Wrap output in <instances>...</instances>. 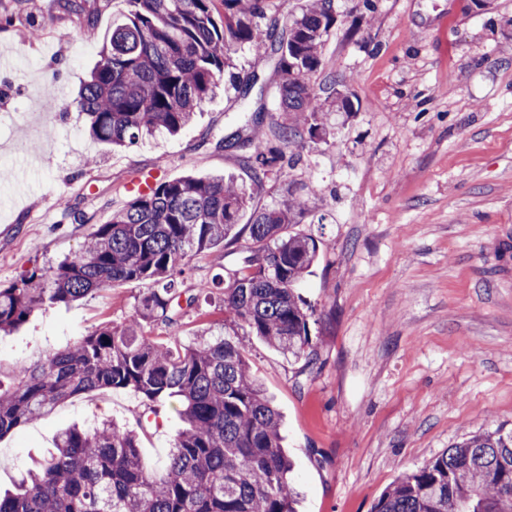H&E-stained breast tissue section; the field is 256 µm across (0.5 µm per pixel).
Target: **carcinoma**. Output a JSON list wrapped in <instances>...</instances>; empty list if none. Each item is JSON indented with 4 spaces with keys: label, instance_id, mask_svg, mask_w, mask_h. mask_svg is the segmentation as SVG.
<instances>
[{
    "label": "carcinoma",
    "instance_id": "obj_1",
    "mask_svg": "<svg viewBox=\"0 0 512 512\" xmlns=\"http://www.w3.org/2000/svg\"><path fill=\"white\" fill-rule=\"evenodd\" d=\"M266 2L126 0L128 9L112 23L76 100L90 136L130 147L157 130L186 129L231 67V55L247 46L262 60H275L276 111L288 116L274 123L275 147L264 137L263 109L246 120L250 177L262 186L283 166L286 149L321 130L320 113L349 110L336 99V77L324 81L321 96L311 86L335 0H307L283 30L277 19H266ZM305 213L306 200L291 194L254 208L249 188L230 179L162 180L98 225L71 257L0 285V332L17 329L46 304L120 284L148 285L129 323L104 324L44 363L0 380V437L101 389H130L150 413L176 401L184 424L160 478L141 461V419L69 429L18 492L0 494V512H297L280 415L240 343L221 334L183 344L146 329L177 326L198 309L200 295L216 294L224 316L283 353L313 362L309 305L300 288L320 246L288 231ZM245 232L250 246L241 266L216 275L197 294L179 288L194 257ZM372 512H512V431L469 435L388 488Z\"/></svg>",
    "mask_w": 512,
    "mask_h": 512
}]
</instances>
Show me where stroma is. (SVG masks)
<instances>
[{
    "label": "stroma",
    "mask_w": 512,
    "mask_h": 512,
    "mask_svg": "<svg viewBox=\"0 0 512 512\" xmlns=\"http://www.w3.org/2000/svg\"><path fill=\"white\" fill-rule=\"evenodd\" d=\"M0 0V283L58 263L126 207L140 171L164 180L225 175L248 182L245 153L221 140L245 121L239 89L220 80L179 135L122 150L93 141L73 104L98 41L125 0ZM336 0L326 75L346 79L358 109L323 116L326 137L253 194L255 206L310 187L295 233L320 242L301 288L313 308L312 364L294 359L201 303L162 338L202 331L244 346L273 399L294 460L299 512H371L381 494L468 435L512 430V0ZM238 50L240 78L258 74L253 106L275 111L278 77ZM57 107L46 111V100ZM94 165H87V158ZM247 239L192 260L196 293L233 267ZM143 287L127 283L72 305H46L0 335L11 375L98 326L130 320ZM129 389L70 398L0 438V491L14 490L54 449L56 434L100 417L133 422ZM180 427L173 405L139 431L144 465L162 473Z\"/></svg>",
    "instance_id": "35a3bbf8"
}]
</instances>
